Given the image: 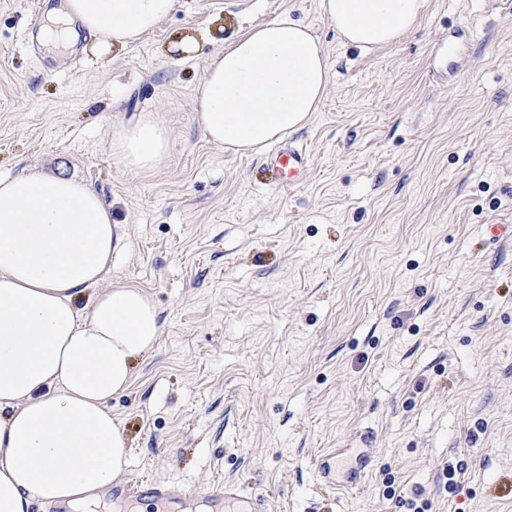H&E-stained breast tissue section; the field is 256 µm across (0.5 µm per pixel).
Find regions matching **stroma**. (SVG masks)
Masks as SVG:
<instances>
[{"label":"stroma","mask_w":512,"mask_h":512,"mask_svg":"<svg viewBox=\"0 0 512 512\" xmlns=\"http://www.w3.org/2000/svg\"><path fill=\"white\" fill-rule=\"evenodd\" d=\"M33 0H0V177L31 170L96 190L119 226L112 280L160 310L112 414L127 474L252 490L258 512H512V7L428 0L373 51L345 44L319 0H178L136 44L33 52ZM308 26L335 78L281 147L209 143L195 97L207 59L248 29ZM154 114L168 156L138 174L111 136ZM366 448L356 489L314 462ZM461 467L456 492L448 465ZM306 159V153L296 147L277 150L271 165L275 185L282 183L291 174L301 173L306 166Z\"/></svg>","instance_id":"stroma-1"}]
</instances>
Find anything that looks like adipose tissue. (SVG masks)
<instances>
[{
	"instance_id": "obj_1",
	"label": "adipose tissue",
	"mask_w": 512,
	"mask_h": 512,
	"mask_svg": "<svg viewBox=\"0 0 512 512\" xmlns=\"http://www.w3.org/2000/svg\"><path fill=\"white\" fill-rule=\"evenodd\" d=\"M428 0H320L345 43L371 50L399 42ZM177 0H69L48 45L81 26L97 47L137 43ZM334 78L309 28L276 19L209 59L196 97L205 138L253 154L303 128ZM122 166L155 169L171 132L146 115L112 137ZM121 239L111 210L81 181L38 171L0 178V512L65 504L88 512L126 471L129 448L109 401L127 390L137 357L161 333L143 289L106 283ZM94 295L87 309L78 298Z\"/></svg>"
}]
</instances>
